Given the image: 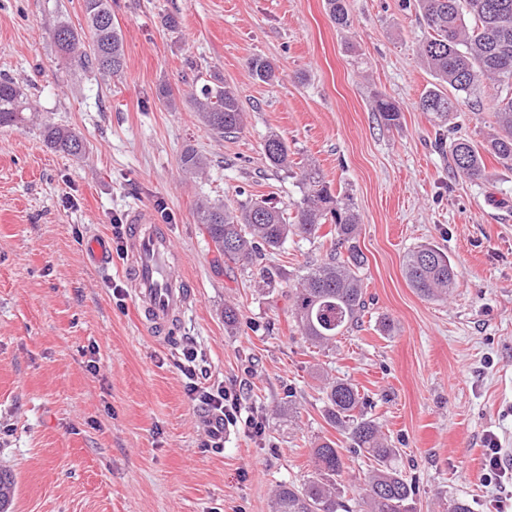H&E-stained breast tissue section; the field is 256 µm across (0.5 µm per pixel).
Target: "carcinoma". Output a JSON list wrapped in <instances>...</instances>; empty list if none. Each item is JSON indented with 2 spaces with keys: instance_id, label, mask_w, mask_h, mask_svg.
<instances>
[{
  "instance_id": "carcinoma-1",
  "label": "carcinoma",
  "mask_w": 512,
  "mask_h": 512,
  "mask_svg": "<svg viewBox=\"0 0 512 512\" xmlns=\"http://www.w3.org/2000/svg\"><path fill=\"white\" fill-rule=\"evenodd\" d=\"M427 35L420 56L433 74L435 86L423 94L419 107L441 124L450 121L460 104L471 100L484 83L506 87L493 112L494 133L477 144L455 139L449 145L450 166L472 182L488 177L485 156L512 166V0H416ZM327 14L340 28L351 26L345 0H325ZM83 13L91 33L85 39L67 21L50 29L63 58L84 72L118 76L125 68V50L119 27L112 18L111 0H83ZM252 75L268 83L276 78L274 64L262 57L249 61ZM198 120L215 136L235 134L245 125L246 114L237 92L219 79L192 93ZM374 111L388 127L399 124V105L384 97L374 101ZM31 95L10 78H0V127L21 128L36 117ZM47 145L68 156L86 152L83 138L65 126L46 125ZM269 165L288 168V146L277 135L263 145ZM208 159L192 148L180 157L189 176L206 171ZM293 222L267 198H248L230 207L202 202L198 223L214 243L218 256L250 266L266 253L280 249L288 237L311 240L323 224L334 225V241L327 258L305 266L291 293V312L303 338L327 348L359 326L367 303L361 278L364 255L357 244L358 215L348 195L333 194L319 170L308 168L301 178V197L294 202ZM403 270L410 285L431 300H445L455 288L458 272L440 249L421 245L404 257ZM324 418L346 438L341 446L325 439L312 449L313 471L301 483L280 485L274 491L270 512H410L416 485L395 464L399 449L392 446L379 423L369 416L372 402L342 379L324 383ZM362 455L371 464L358 497L345 498V454ZM16 489L12 474L0 471V512H5Z\"/></svg>"
}]
</instances>
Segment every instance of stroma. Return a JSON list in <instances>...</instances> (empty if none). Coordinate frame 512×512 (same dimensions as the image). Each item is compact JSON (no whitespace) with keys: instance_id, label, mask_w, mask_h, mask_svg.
Masks as SVG:
<instances>
[{"instance_id":"stroma-1","label":"stroma","mask_w":512,"mask_h":512,"mask_svg":"<svg viewBox=\"0 0 512 512\" xmlns=\"http://www.w3.org/2000/svg\"><path fill=\"white\" fill-rule=\"evenodd\" d=\"M337 28L325 0H112L125 47L121 76L72 75L48 35L56 18L85 22L82 0H0V77L28 89L39 117L0 128V468L16 492L8 512H270L278 484L302 480L315 441L339 440L323 417V380L349 381L413 478L414 512H437L436 493L497 512L512 484L487 476L485 433L512 448V168L487 159L490 176L453 175L448 148L418 107L435 79L418 44L414 0H347ZM179 26L169 30L166 15ZM277 68L255 80L248 62ZM224 79L246 111L220 139L196 119L188 94ZM177 100L168 105L162 89ZM496 87L462 106L452 134L482 142L493 131ZM398 103V127L372 109ZM74 128L75 159L50 148L43 124ZM287 144L278 172L262 145ZM204 154V175L182 173L185 149ZM349 194L368 310L361 327L322 350L305 342L287 291L305 262L324 258L321 237L291 238L266 254L273 289L218 254L196 219L200 201L234 206L267 197L292 210L306 164ZM143 206L165 210L197 304L184 337L163 347L139 325L118 266L98 269L88 246L119 244L115 224ZM421 244L458 271L447 301L406 281L404 255ZM239 323L224 326V308ZM393 323L384 332L383 319ZM194 347L209 384L240 392L261 435L227 426L207 447L202 410L178 364Z\"/></svg>"}]
</instances>
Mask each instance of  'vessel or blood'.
Segmentation results:
<instances>
[{
    "label": "vessel or blood",
    "instance_id": "1",
    "mask_svg": "<svg viewBox=\"0 0 512 512\" xmlns=\"http://www.w3.org/2000/svg\"><path fill=\"white\" fill-rule=\"evenodd\" d=\"M122 252L124 278L140 325L171 343L196 299L182 276L185 257L174 250L167 227L143 207L130 213Z\"/></svg>",
    "mask_w": 512,
    "mask_h": 512
}]
</instances>
